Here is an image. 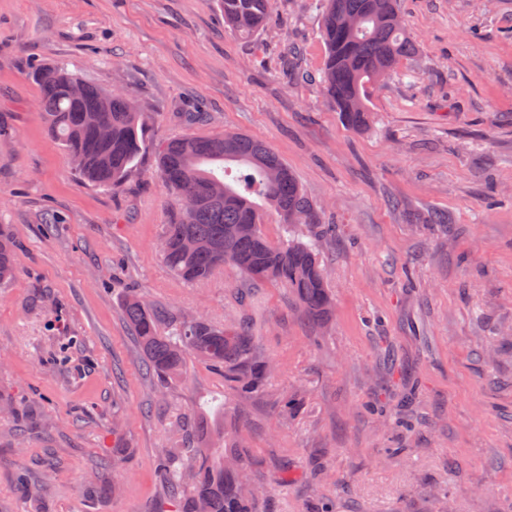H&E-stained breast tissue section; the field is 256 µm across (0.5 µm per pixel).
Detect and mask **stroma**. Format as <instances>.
Instances as JSON below:
<instances>
[{"mask_svg":"<svg viewBox=\"0 0 512 512\" xmlns=\"http://www.w3.org/2000/svg\"><path fill=\"white\" fill-rule=\"evenodd\" d=\"M417 48L348 128L319 83V0H275L251 39L220 0H0V512H176L158 474L190 414L224 399L191 358L143 367L124 300L246 318L274 373L226 414L257 512H512V0H399ZM67 64L150 116L136 176H78L38 110L35 68ZM270 145L318 209L334 298L309 321L287 288L232 267L187 283L161 257L176 137ZM439 214L443 221L429 223ZM335 232H328V225ZM17 273L16 257L11 239L0 232V283L12 280Z\"/></svg>","mask_w":512,"mask_h":512,"instance_id":"obj_1","label":"stroma"}]
</instances>
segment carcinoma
Returning a JSON list of instances; mask_svg holds the SVG:
<instances>
[{
	"label": "carcinoma",
	"instance_id": "1",
	"mask_svg": "<svg viewBox=\"0 0 512 512\" xmlns=\"http://www.w3.org/2000/svg\"><path fill=\"white\" fill-rule=\"evenodd\" d=\"M321 37L327 47L321 84L326 98L352 129L370 119L369 90L415 52L399 18L397 0H323ZM224 26L250 39L266 24L274 0H221ZM42 116L50 134L85 180L116 189L131 176L146 144L147 117L131 100L102 89L59 64L37 68ZM158 174L179 206L197 202L191 221L177 213L165 225L161 252L166 267L188 283L208 280L232 266L255 282L284 285L312 322L333 309L315 247L291 235L296 224H317L316 208L288 165L268 145L241 133L175 138L158 157ZM277 212L283 238L262 231L266 212ZM17 273L11 239L0 233V283ZM126 321L144 363L156 375L184 376L192 356L224 373V408L258 397L273 366L244 321L217 325L203 317L173 314L130 295ZM195 447L163 454L160 473L169 487L188 494L179 512H255L265 495L246 474L242 442L193 412Z\"/></svg>",
	"mask_w": 512,
	"mask_h": 512
}]
</instances>
